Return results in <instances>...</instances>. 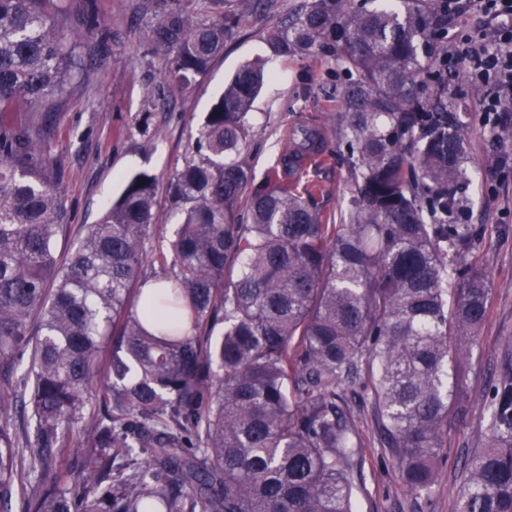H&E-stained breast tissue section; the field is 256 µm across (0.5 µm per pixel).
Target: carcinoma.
Instances as JSON below:
<instances>
[{"label": "carcinoma", "instance_id": "obj_1", "mask_svg": "<svg viewBox=\"0 0 512 512\" xmlns=\"http://www.w3.org/2000/svg\"><path fill=\"white\" fill-rule=\"evenodd\" d=\"M51 2L0 0V512H356L349 389L373 405L404 485L429 497L492 291L468 259L469 145L438 44L448 0H311L273 30V55L329 48L343 75L344 223L275 173L236 223L265 79L248 63L170 181L178 222L158 279L141 276L161 219L144 173L57 255V170L46 139L10 118L22 100L56 126L83 65L65 0ZM236 25L163 12L148 37L164 82L189 86ZM323 144L319 127L295 128L288 166ZM482 420L456 512H512V360Z\"/></svg>", "mask_w": 512, "mask_h": 512}]
</instances>
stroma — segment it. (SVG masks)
<instances>
[{"instance_id":"1","label":"stroma","mask_w":512,"mask_h":512,"mask_svg":"<svg viewBox=\"0 0 512 512\" xmlns=\"http://www.w3.org/2000/svg\"><path fill=\"white\" fill-rule=\"evenodd\" d=\"M302 0H264L254 12H241L240 0H67L72 29L84 30L89 19L99 29L82 40L78 52L84 66L65 98L49 135L58 172L57 190L67 211L68 240L76 242L88 225L97 223L119 197L125 178L146 173L156 180L161 208H168V186L177 169L194 155V145L207 112L225 84L243 65L265 64L268 78L249 114L240 161L248 167L252 186L265 184L280 168L287 149V129L299 125L326 130L325 159L310 167L302 183L316 186V202L324 221L341 223L349 197L346 144L329 123L339 106L333 90L336 67L328 52L284 60L272 56L269 32ZM178 8L217 19L240 15L236 34L207 72L179 91L163 82L167 57L148 38L162 11ZM479 30L485 42L498 34L478 13L448 28V69L467 67L462 36ZM448 104L467 128L473 181L467 197L469 221L479 234L472 252L490 274L492 295L479 332V342L463 385L461 408L448 416L442 453L445 464L429 498L415 497L402 484L391 454L379 443L377 420L368 402L355 393L346 399L356 421L364 458L354 464L358 512H455L461 489L460 467L468 452L480 447L486 429L480 421L488 384L506 359L512 358V112L505 113L496 135L480 118V101L467 83H448Z\"/></svg>"}]
</instances>
